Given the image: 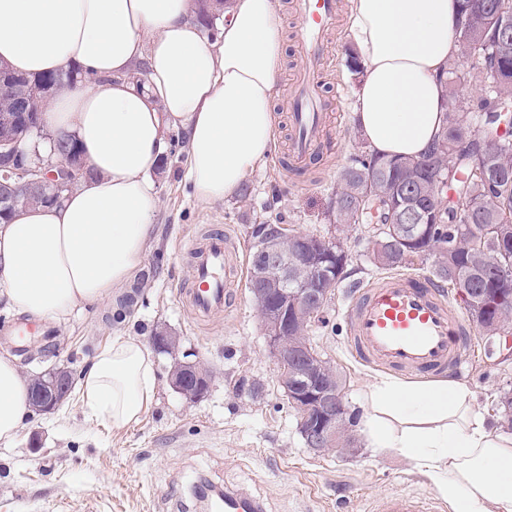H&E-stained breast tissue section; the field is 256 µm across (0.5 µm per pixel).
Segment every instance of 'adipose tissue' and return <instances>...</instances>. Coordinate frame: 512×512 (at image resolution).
<instances>
[{"mask_svg": "<svg viewBox=\"0 0 512 512\" xmlns=\"http://www.w3.org/2000/svg\"><path fill=\"white\" fill-rule=\"evenodd\" d=\"M196 10L195 0H0V61L27 75L69 64L93 76L60 90L45 116L77 140L89 177L0 224V300L14 313L64 322L135 279L170 129L187 134L184 179L207 205L235 195L271 153L279 0H228L213 43ZM458 10V0H350L362 68L354 124L373 152L417 158L441 132ZM156 385L152 352L116 336L84 373L80 401L92 420L121 427ZM473 401L458 380L383 376L364 393V433L370 447L414 461L450 512H512V435L492 430ZM28 409L19 366L0 354V446L15 444Z\"/></svg>", "mask_w": 512, "mask_h": 512, "instance_id": "adipose-tissue-1", "label": "adipose tissue"}]
</instances>
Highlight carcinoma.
<instances>
[{
    "instance_id": "cac0c4a2",
    "label": "carcinoma",
    "mask_w": 512,
    "mask_h": 512,
    "mask_svg": "<svg viewBox=\"0 0 512 512\" xmlns=\"http://www.w3.org/2000/svg\"><path fill=\"white\" fill-rule=\"evenodd\" d=\"M512 0H462L456 38L460 57L448 67V102L445 122L428 152L420 158H386L370 151L351 159L339 172L342 182L341 199L346 206L345 223L376 224L383 229L399 214L417 224H445L448 235L437 239L448 245L436 259L425 239L413 244L415 256L431 261L432 275L438 280L452 282L451 274L462 278L463 287L477 290L476 303L464 302L470 319L476 325L491 323L503 309L512 310V166L502 162L512 156V140L502 136L494 144L478 133L481 126H491L498 113L512 110V98H497L492 87L512 91V35L502 40L499 28L500 11L511 10ZM476 63L481 86L478 103L462 93L464 63ZM437 161L449 160L443 169L448 176V189L458 202L439 201L427 197L425 188L409 183L405 177L426 163L433 153ZM474 167L494 173L486 180L471 175ZM370 179L381 194L373 203L375 210L364 213L356 198L358 187ZM464 238L490 236L493 249L480 253L463 246H452L451 235ZM503 413L501 426L512 430V391L500 393Z\"/></svg>"
}]
</instances>
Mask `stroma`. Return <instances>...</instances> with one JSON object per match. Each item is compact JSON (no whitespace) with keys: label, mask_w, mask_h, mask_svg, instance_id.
<instances>
[{"label":"stroma","mask_w":512,"mask_h":512,"mask_svg":"<svg viewBox=\"0 0 512 512\" xmlns=\"http://www.w3.org/2000/svg\"><path fill=\"white\" fill-rule=\"evenodd\" d=\"M280 3L287 58L274 89L277 151L288 143L284 104L289 78L300 64L298 45L306 35L290 0ZM353 49L348 0H339L324 70L331 144L304 173L286 169L271 155L247 176L245 194L204 206L182 178L186 134L169 131L167 164L156 173L160 203L153 244L130 286L133 303L119 319L106 301L55 324L52 353L21 362L20 369L27 377L64 364L80 377L112 337L147 345L153 331L163 327L212 369L209 391L194 402L183 398L167 380L171 357L158 352L155 397L136 423L115 428L89 420L73 395L53 413L30 412L15 445L0 447V512H202L194 496L200 482L244 492L263 512H357L359 505L393 491L433 493L429 479L395 450L363 446L346 456L316 454L305 447L297 413L277 384L248 282L238 284L228 315L208 322L193 320L179 294L193 280L186 246L201 230L231 232L246 254L256 224H282L293 232L332 237L338 173L366 147L353 116L360 77L346 65ZM371 236L366 224L349 229L348 275L311 331L313 343L341 372L345 402L357 414L367 385L385 373L353 356L346 322L351 285L366 287L384 275L370 260ZM489 350L482 335H472L462 379L474 393L475 409L494 426L499 421L497 396L512 387V359L495 362ZM245 382L259 383V396L242 390Z\"/></svg>","instance_id":"obj_1"}]
</instances>
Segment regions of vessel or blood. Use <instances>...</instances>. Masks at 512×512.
Listing matches in <instances>:
<instances>
[{
  "mask_svg": "<svg viewBox=\"0 0 512 512\" xmlns=\"http://www.w3.org/2000/svg\"><path fill=\"white\" fill-rule=\"evenodd\" d=\"M294 11L306 31L299 47L300 67L286 102L291 133L287 157L301 166L323 140L330 122L324 89L317 69L324 58V38L335 27L338 0H294ZM196 284L181 289L196 318L205 319L230 309L234 287L242 279L239 250L230 234L210 232L191 243ZM350 347L361 360L401 372L428 377L444 372L461 373L462 349L472 327L438 284L413 274L382 278L353 291L347 309ZM45 327L30 321L13 323L6 331L16 344L46 335ZM429 495L399 491L372 501L368 512H439ZM224 512H261L252 498L236 492L224 494Z\"/></svg>",
  "mask_w": 512,
  "mask_h": 512,
  "instance_id": "1",
  "label": "vessel or blood"
}]
</instances>
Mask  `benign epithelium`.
<instances>
[{"label": "benign epithelium", "mask_w": 512, "mask_h": 512, "mask_svg": "<svg viewBox=\"0 0 512 512\" xmlns=\"http://www.w3.org/2000/svg\"><path fill=\"white\" fill-rule=\"evenodd\" d=\"M70 79L58 76L23 89L10 68L0 64V212L9 213L20 202H56L88 175L85 162L74 146L56 153L55 159L25 161L20 139L11 128L20 119L41 130L39 113ZM414 180L438 195L448 187L445 179L421 169ZM329 239L288 233L280 224L255 227V263L250 292L261 320L266 346L274 361L280 388L297 412L298 429L307 448L317 454L337 451L352 456L354 415L344 401L342 377L332 361L322 356L310 332L319 321L336 287L327 259H336V249L349 255L343 231ZM400 242L384 260L395 265L412 258L410 244L421 236L437 237L435 225L398 224L390 229ZM480 334L499 342L504 357H512V315L492 327H479ZM152 340L174 359L169 372L172 388L189 401L197 400L211 380L204 363L179 358L180 339L159 331ZM73 373L54 366L31 375L29 398L38 412H51L68 399Z\"/></svg>", "instance_id": "7a95c632"}]
</instances>
